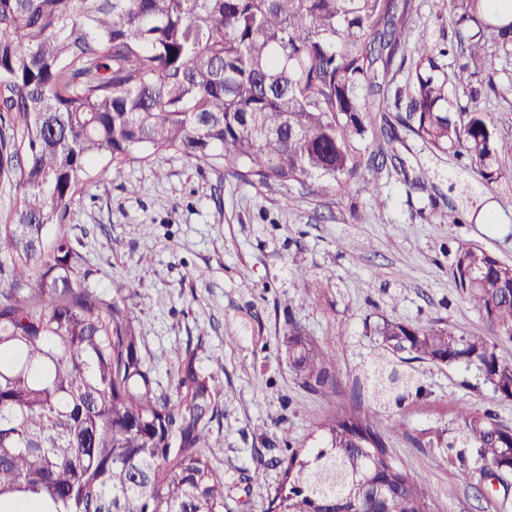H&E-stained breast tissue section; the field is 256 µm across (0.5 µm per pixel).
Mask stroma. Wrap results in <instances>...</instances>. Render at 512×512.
I'll return each mask as SVG.
<instances>
[{
  "mask_svg": "<svg viewBox=\"0 0 512 512\" xmlns=\"http://www.w3.org/2000/svg\"><path fill=\"white\" fill-rule=\"evenodd\" d=\"M406 26L407 45L379 58L365 91L373 111L350 194L311 183L285 192L170 152L108 168L72 209L66 231L87 286L108 300L114 282L130 286L133 332L157 391L178 399L177 354L188 348L212 377L210 460L224 478V512H266L288 447L319 446L321 424L340 408L368 416L436 512H512V474L501 485L460 478L462 467L482 466L461 409L512 427V400L493 398L476 365L408 361L373 333L386 319L442 327L485 337L512 362V339L489 333L452 276L462 243L512 264V187L482 184L408 127L405 105L394 102L408 80L403 55L423 40L457 38L448 0H409ZM489 61L500 93L478 106L510 138L512 55ZM453 208L465 223H449ZM294 322L331 359L335 403L292 373ZM377 360L414 378L382 407L364 379Z\"/></svg>",
  "mask_w": 512,
  "mask_h": 512,
  "instance_id": "1",
  "label": "stroma"
}]
</instances>
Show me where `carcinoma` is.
<instances>
[{
  "instance_id": "obj_1",
  "label": "carcinoma",
  "mask_w": 512,
  "mask_h": 512,
  "mask_svg": "<svg viewBox=\"0 0 512 512\" xmlns=\"http://www.w3.org/2000/svg\"><path fill=\"white\" fill-rule=\"evenodd\" d=\"M448 0L463 61L423 40L409 57L412 131L452 153L482 183L512 184V139L490 113L462 107L498 94L488 50L512 54V9ZM397 0H0V177L16 200L0 214V512L19 500L41 512H224L210 465L213 389L185 350L180 400L153 388L138 352L134 311L75 286L88 275L64 230L99 173L177 152L197 168L262 186L311 179L348 194L372 108L363 95L381 50L407 38ZM452 275L491 333L512 339V265L465 245ZM382 343L411 359L477 364L493 396L512 400V363L479 336L385 320ZM288 359L331 401L323 353L300 326ZM366 377L381 402L400 381ZM466 442L490 469L512 473V428L461 412ZM319 448H290L267 512H434L391 459L369 419L342 411Z\"/></svg>"
}]
</instances>
